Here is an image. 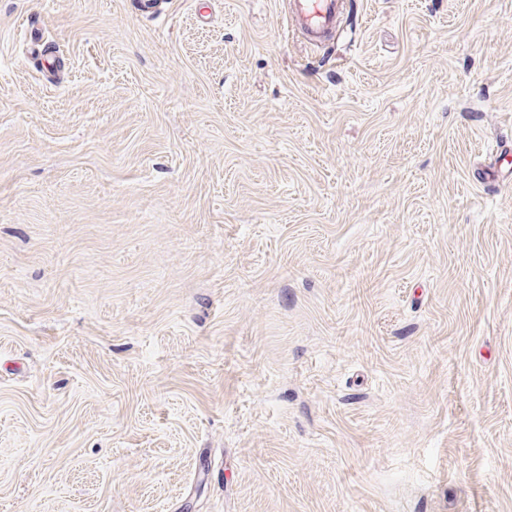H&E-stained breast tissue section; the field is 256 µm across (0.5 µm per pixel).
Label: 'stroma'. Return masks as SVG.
<instances>
[{"label":"stroma","instance_id":"obj_1","mask_svg":"<svg viewBox=\"0 0 512 512\" xmlns=\"http://www.w3.org/2000/svg\"><path fill=\"white\" fill-rule=\"evenodd\" d=\"M512 0H0V512H512ZM338 0H293L291 8L296 23L302 28L310 41L324 39L327 29L336 26Z\"/></svg>","mask_w":512,"mask_h":512}]
</instances>
